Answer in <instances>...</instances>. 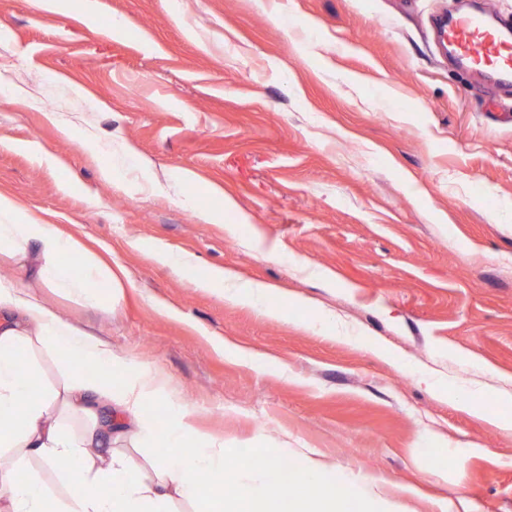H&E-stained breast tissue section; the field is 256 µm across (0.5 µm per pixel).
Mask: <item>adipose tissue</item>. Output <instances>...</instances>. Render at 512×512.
Listing matches in <instances>:
<instances>
[{"instance_id":"1","label":"adipose tissue","mask_w":512,"mask_h":512,"mask_svg":"<svg viewBox=\"0 0 512 512\" xmlns=\"http://www.w3.org/2000/svg\"><path fill=\"white\" fill-rule=\"evenodd\" d=\"M0 254L14 276L0 278V512H175L177 500L201 512H344L329 472L314 460L280 474L230 465L223 439L202 432L150 367L116 354L100 332L56 314L39 298L50 288L93 311H111L122 297L111 266L57 225L41 222L0 195ZM44 351L66 367L44 386L31 355ZM79 361L95 368L72 370ZM165 406L164 418L148 405ZM168 449L136 463L126 452H96L97 435ZM67 462L61 497L39 475L17 481L28 463Z\"/></svg>"}]
</instances>
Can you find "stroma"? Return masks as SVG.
I'll use <instances>...</instances> for the list:
<instances>
[{
  "label": "stroma",
  "instance_id": "1",
  "mask_svg": "<svg viewBox=\"0 0 512 512\" xmlns=\"http://www.w3.org/2000/svg\"><path fill=\"white\" fill-rule=\"evenodd\" d=\"M458 10L0 0V194L124 286L110 312L46 304L166 377L231 461L310 455L402 512H512V116L438 46Z\"/></svg>",
  "mask_w": 512,
  "mask_h": 512
}]
</instances>
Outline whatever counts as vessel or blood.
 <instances>
[{"mask_svg": "<svg viewBox=\"0 0 512 512\" xmlns=\"http://www.w3.org/2000/svg\"><path fill=\"white\" fill-rule=\"evenodd\" d=\"M448 46L466 69L499 85H512V28L489 25L482 14L441 24Z\"/></svg>", "mask_w": 512, "mask_h": 512, "instance_id": "obj_1", "label": "vessel or blood"}]
</instances>
